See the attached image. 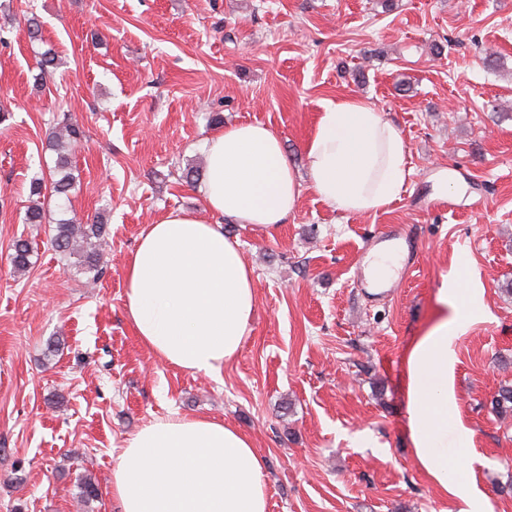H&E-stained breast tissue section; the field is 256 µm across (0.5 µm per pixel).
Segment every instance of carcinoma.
Listing matches in <instances>:
<instances>
[{"instance_id": "obj_1", "label": "carcinoma", "mask_w": 512, "mask_h": 512, "mask_svg": "<svg viewBox=\"0 0 512 512\" xmlns=\"http://www.w3.org/2000/svg\"><path fill=\"white\" fill-rule=\"evenodd\" d=\"M63 121H65V126H63L62 133L52 136L51 147L56 151L57 157L54 167L49 173L50 184L47 185L44 180L38 178L32 180L29 187L30 205L26 213V221L29 224H42L45 221L43 201H41L45 189H51V193L60 201L69 200V192L74 182L72 157L62 142L65 141L70 146L77 145L84 138V132L78 125L68 122V117H63ZM106 228L107 224L100 217L89 224H78L72 217L58 219L51 229V245L59 253L70 254L76 250V243L79 240L88 244L103 241ZM12 250L11 262L14 269L26 270L30 265L32 252L28 240L22 238L15 240ZM492 405L494 411L500 416L512 412V387L501 388L493 398Z\"/></svg>"}]
</instances>
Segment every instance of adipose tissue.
Segmentation results:
<instances>
[{"label":"adipose tissue","mask_w":512,"mask_h":512,"mask_svg":"<svg viewBox=\"0 0 512 512\" xmlns=\"http://www.w3.org/2000/svg\"><path fill=\"white\" fill-rule=\"evenodd\" d=\"M199 191L208 212L262 230L287 223L302 187L341 213H375L410 178L407 144L376 105L350 96L324 102L299 183L280 138L262 123L229 126L204 144ZM125 316L141 344L180 370L219 374L240 353L257 306L254 273L222 225L184 211L148 225L125 270ZM456 274L438 290V318L408 358V424L415 458L430 480L482 512L476 493L448 470V380L452 343L473 320L477 290L461 299ZM120 512H268L267 476L251 439L232 424L173 415L125 438L112 469Z\"/></svg>","instance_id":"1"}]
</instances>
